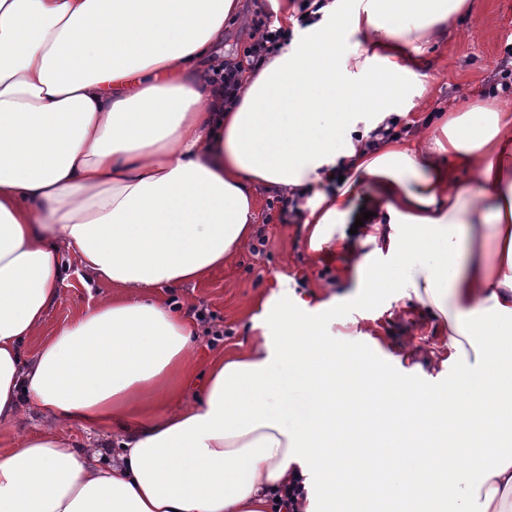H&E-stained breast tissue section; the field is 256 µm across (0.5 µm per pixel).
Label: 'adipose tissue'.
Returning a JSON list of instances; mask_svg holds the SVG:
<instances>
[{"label":"adipose tissue","mask_w":512,"mask_h":512,"mask_svg":"<svg viewBox=\"0 0 512 512\" xmlns=\"http://www.w3.org/2000/svg\"><path fill=\"white\" fill-rule=\"evenodd\" d=\"M271 3L290 36L228 105L204 66L238 0H0V427L24 402L48 421L0 452V512H274L292 485L297 512H314L318 491L344 512L348 485L315 464L355 426L335 399L351 352L320 336L336 318L328 285L262 300L288 342L255 321L189 397L199 326L141 297L202 283L242 250L258 183L308 195L298 233L311 257L345 248L353 201L374 190L352 259L360 296L391 289L448 335L450 393L381 382L380 404L404 406L391 416L403 439L356 460L432 489L439 453L420 438L453 423L468 466L452 471L447 512H512V445L487 443L467 404L491 389L490 411L512 421V104L461 107L424 148L375 133L425 95L419 59L468 0H325L304 26L288 0ZM353 34L365 42L345 50ZM340 165L349 176L327 192ZM64 251L118 293L26 355ZM61 425L118 432L121 451L99 462Z\"/></svg>","instance_id":"adipose-tissue-1"}]
</instances>
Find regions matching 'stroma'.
<instances>
[{
	"instance_id": "1",
	"label": "stroma",
	"mask_w": 512,
	"mask_h": 512,
	"mask_svg": "<svg viewBox=\"0 0 512 512\" xmlns=\"http://www.w3.org/2000/svg\"><path fill=\"white\" fill-rule=\"evenodd\" d=\"M470 2V13L453 18L447 37L424 57L419 74L429 92L416 100L406 119L400 120L398 131L404 137L416 140L429 132L435 113L451 112L491 95L512 101V90L502 88L505 75L512 72V0ZM268 4L269 0H244L246 19L225 25L219 61L230 64L243 59L244 49L258 37L252 17ZM254 195L258 214L255 232L267 240L264 251L244 248L204 283L158 292L170 306L188 312L203 327L194 351L195 368L185 383L186 393L202 385L215 353L247 343L258 298L284 294L292 287L301 289L317 280L329 284L339 297L335 323L322 328L323 336L335 337L337 347L356 350L360 358L373 363L379 356H388L386 368L395 375L409 368L400 359L404 348L417 347L421 350L418 361L423 367V381L435 389L453 385V373L442 370L439 364L444 350L433 345L439 335L437 322L424 308L410 302L394 304L386 297L361 302L355 295L357 280L351 273L347 251H331L307 260L293 224L279 223L271 216L276 191L259 186ZM62 260L70 268L69 276L60 286L41 336L26 344L27 353H34L42 337L51 336L58 324L76 319L93 299L113 292L105 282L84 284L74 256L66 254Z\"/></svg>"
}]
</instances>
